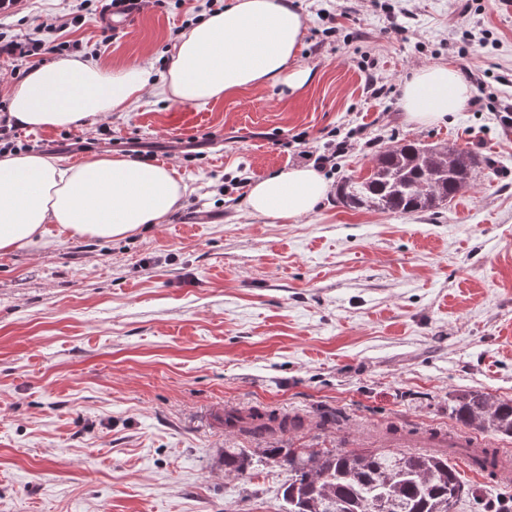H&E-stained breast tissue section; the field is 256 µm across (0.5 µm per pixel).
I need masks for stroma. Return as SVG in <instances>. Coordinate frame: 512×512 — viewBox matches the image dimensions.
Instances as JSON below:
<instances>
[{
	"label": "stroma",
	"mask_w": 512,
	"mask_h": 512,
	"mask_svg": "<svg viewBox=\"0 0 512 512\" xmlns=\"http://www.w3.org/2000/svg\"><path fill=\"white\" fill-rule=\"evenodd\" d=\"M181 8L146 7L104 39L100 11L62 37L106 64L170 60ZM309 67L298 94L253 88L200 106L151 95L107 117L32 130L42 155L77 164L151 145L187 186L167 221L123 239L60 235L0 255V512H281L288 473L266 462L225 475V449L392 448L450 432L452 398L512 399V4L505 0H291ZM73 0H20L0 32L34 31ZM488 32L469 40L472 29ZM468 67L479 104L410 123L401 86L414 68ZM352 146L325 170L318 211L254 215L251 180L301 166L331 134ZM405 141L468 148L471 189L412 215L351 210L335 186L366 176L376 150ZM266 408L303 428L253 436L214 411ZM338 421L319 426L322 413ZM473 494L512 507V484L449 456Z\"/></svg>",
	"instance_id": "obj_1"
}]
</instances>
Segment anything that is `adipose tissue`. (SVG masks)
Returning a JSON list of instances; mask_svg holds the SVG:
<instances>
[{
  "label": "adipose tissue",
  "instance_id": "adipose-tissue-1",
  "mask_svg": "<svg viewBox=\"0 0 512 512\" xmlns=\"http://www.w3.org/2000/svg\"><path fill=\"white\" fill-rule=\"evenodd\" d=\"M300 13L286 0H229L224 10L184 32L165 75L153 66L111 67L69 55L0 85L10 115L35 129H62L105 118L151 90L182 105H201L266 87L301 89L310 71L298 62ZM471 88L448 64L417 68L401 88L408 121L430 124L462 111ZM185 186L176 170L123 156H92L63 165L33 152L0 154V254L51 245L59 232L94 239L125 238L159 224ZM329 191L309 166L255 181L247 206L256 215L298 221L314 214Z\"/></svg>",
  "mask_w": 512,
  "mask_h": 512
}]
</instances>
